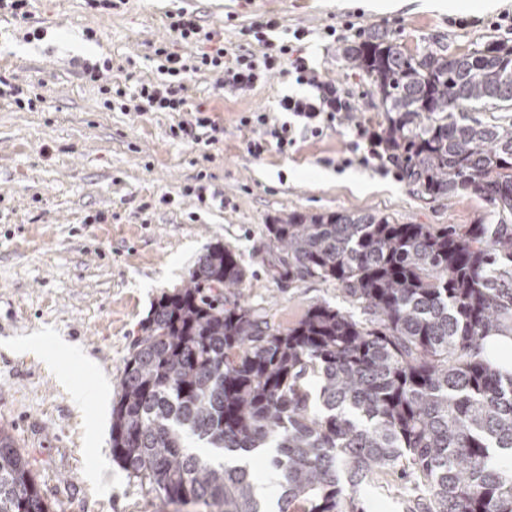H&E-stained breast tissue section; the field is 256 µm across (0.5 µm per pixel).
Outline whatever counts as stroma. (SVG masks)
<instances>
[{"label":"stroma","instance_id":"obj_1","mask_svg":"<svg viewBox=\"0 0 512 512\" xmlns=\"http://www.w3.org/2000/svg\"><path fill=\"white\" fill-rule=\"evenodd\" d=\"M492 13L476 7L372 10L357 0H127L93 10L85 0H31L28 23L0 15V74L34 85L45 99L28 111L0 98V427L27 459L51 512H204L167 503L112 459V405L132 344L162 292L181 287L210 245L231 247L247 270L241 300L280 328L327 303L356 320L359 305L331 280L273 274L266 226L290 212L383 213L400 224H477L493 206L472 193L424 198L397 169L359 164L348 125L298 139L255 157L241 117L268 113L291 121L278 101L295 84L273 76L248 93L216 88L207 73L189 76L192 104L224 128L218 143L173 138L170 112L103 107L79 63L111 60L112 78L158 79L155 50L169 41L168 17L197 16L228 51L255 48L249 30L276 17L278 38L312 30L308 54L320 74L349 92L357 121L386 128L369 86L344 56L347 47L384 35L408 49L451 55L487 39L512 44V0ZM336 29L324 36L325 27ZM94 37H87V30ZM205 187L199 203L184 187ZM403 480L363 486L365 512H406Z\"/></svg>","mask_w":512,"mask_h":512}]
</instances>
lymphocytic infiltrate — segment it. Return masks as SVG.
<instances>
[{"instance_id":"lymphocytic-infiltrate-1","label":"lymphocytic infiltrate","mask_w":512,"mask_h":512,"mask_svg":"<svg viewBox=\"0 0 512 512\" xmlns=\"http://www.w3.org/2000/svg\"><path fill=\"white\" fill-rule=\"evenodd\" d=\"M279 27L276 18L257 17L251 23V30L259 45L258 51L241 50L231 56L217 31L205 29L192 14L182 11L172 15L168 29L174 42L188 46L189 51L180 54L164 46L156 48V55L162 59L158 67L159 81L140 82L134 91H126L121 85L112 83V66L107 61H84L82 76L87 82L97 84L104 108L123 112L182 113V120L170 128L172 137L211 145L217 142L224 128L206 115L204 108L190 105L188 76L208 71L214 74L218 88L247 92L278 73L303 88L302 94L282 97V111L300 118L304 131L311 136H321L324 130L335 127L345 114L351 112L354 103L345 91L335 82L324 79L303 57L298 43L307 37V29H295L291 41L277 43L272 35ZM240 123L262 131L261 138L247 144V151L252 156H260L271 144L283 151L296 143L294 126L288 122L270 124L267 113L242 117Z\"/></svg>"}]
</instances>
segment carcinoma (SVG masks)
Listing matches in <instances>:
<instances>
[{
    "mask_svg": "<svg viewBox=\"0 0 512 512\" xmlns=\"http://www.w3.org/2000/svg\"><path fill=\"white\" fill-rule=\"evenodd\" d=\"M387 113L404 178L430 198L471 191L489 224L293 211L266 225L273 268L334 280L369 316L317 304L282 330L232 299L246 269L209 246L152 305L112 405V458L173 504L260 512L256 476L188 451L274 448L278 512H364L363 485L406 462L413 512H512V46L412 53L383 36L345 52ZM0 512H50L0 429Z\"/></svg>",
    "mask_w": 512,
    "mask_h": 512,
    "instance_id": "1",
    "label": "carcinoma"
}]
</instances>
